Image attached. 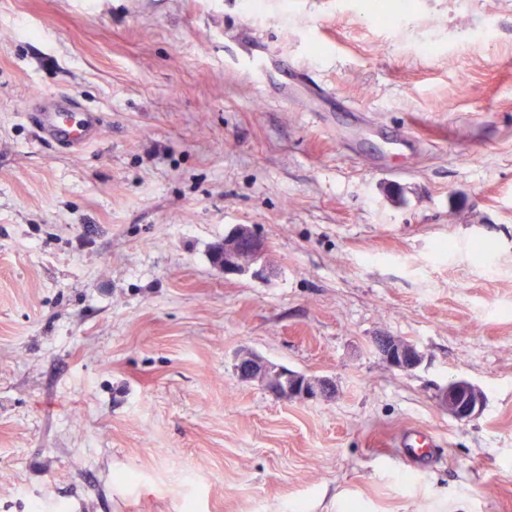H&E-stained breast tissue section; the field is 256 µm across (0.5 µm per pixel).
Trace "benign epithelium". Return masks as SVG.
Wrapping results in <instances>:
<instances>
[{
    "label": "benign epithelium",
    "mask_w": 512,
    "mask_h": 512,
    "mask_svg": "<svg viewBox=\"0 0 512 512\" xmlns=\"http://www.w3.org/2000/svg\"><path fill=\"white\" fill-rule=\"evenodd\" d=\"M268 250V243L252 226L237 224L224 235V243L214 252V262L226 275L250 272L260 276L263 269H257L255 265ZM374 346L383 361L397 370L408 372L422 362V354L416 346L398 338L378 336L374 339ZM235 370L242 381L258 383L275 399L299 402L325 400L335 389V383L328 378L291 372L247 350L238 356ZM440 401L448 414L458 420L474 417L483 407L481 391L465 380L448 382Z\"/></svg>",
    "instance_id": "benign-epithelium-1"
}]
</instances>
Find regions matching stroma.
<instances>
[{
  "label": "stroma",
  "instance_id": "stroma-1",
  "mask_svg": "<svg viewBox=\"0 0 512 512\" xmlns=\"http://www.w3.org/2000/svg\"><path fill=\"white\" fill-rule=\"evenodd\" d=\"M0 512H512V0H0ZM35 101L41 109L43 128L48 138L65 141L72 147H81L93 140L94 131L99 127L97 112L78 101L55 102L41 96ZM74 109L81 111L82 118L78 124L70 125L61 116ZM269 250L268 243L255 232L252 226L237 224L224 236V243L214 252L216 266L227 275L252 272L263 274V268H255L256 263ZM374 346L383 361L397 370L408 372L422 362V354L416 346L398 338L377 336ZM235 370L246 383L257 382L275 399L299 402L325 400L332 396L335 383L325 377L291 372L244 350L236 360ZM288 377V384L284 379ZM441 404L448 414L458 420H468L479 414L483 407L481 391L465 380L448 382L441 394ZM401 445L406 448L405 456L415 460L429 458L433 448H437L434 438L420 431H410L405 434Z\"/></svg>",
  "mask_w": 512,
  "mask_h": 512
}]
</instances>
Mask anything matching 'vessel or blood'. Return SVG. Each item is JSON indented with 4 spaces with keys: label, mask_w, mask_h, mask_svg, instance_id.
<instances>
[{
    "label": "vessel or blood",
    "mask_w": 512,
    "mask_h": 512,
    "mask_svg": "<svg viewBox=\"0 0 512 512\" xmlns=\"http://www.w3.org/2000/svg\"><path fill=\"white\" fill-rule=\"evenodd\" d=\"M38 107L48 138L65 141L73 147L84 146L93 140L99 118L91 108L78 106L74 101L55 102L44 97L39 98ZM401 445L407 457L419 460L428 458L437 443L428 434L411 431L402 438Z\"/></svg>",
    "instance_id": "1"
}]
</instances>
